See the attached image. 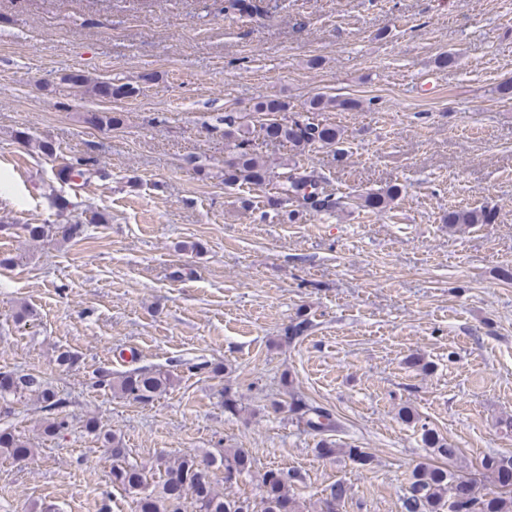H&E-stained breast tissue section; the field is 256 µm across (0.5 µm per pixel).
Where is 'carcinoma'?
Listing matches in <instances>:
<instances>
[{
  "label": "carcinoma",
  "mask_w": 512,
  "mask_h": 512,
  "mask_svg": "<svg viewBox=\"0 0 512 512\" xmlns=\"http://www.w3.org/2000/svg\"><path fill=\"white\" fill-rule=\"evenodd\" d=\"M265 0H225V10L233 14L258 15L264 11ZM80 94L87 92L101 98L129 96L134 88L114 85L112 81L88 78L71 74L66 77ZM358 101L338 99L333 96L317 95L308 102L310 112H331L333 110H354ZM254 113L260 116L259 131L264 141L286 146L294 156H301L318 148L334 149V158L345 156L340 148L341 134L336 126L313 122L307 115L289 111L288 103L280 99L261 97L254 104ZM224 141L228 151L224 156V185H250L262 189L275 176L273 162L258 153L251 139L250 127L245 125L237 112L224 113ZM93 175L90 164L77 160L64 165L59 176L64 181L79 180L86 184ZM326 178L315 170H308L298 162L289 167L285 181L277 186L278 194L297 203V206L311 212H332L342 208L341 198L326 189ZM402 195V188L391 185L378 192L361 197L360 207L377 213L386 210ZM497 210L493 207L472 209H450L443 217V223L450 229H465L474 224H493ZM32 239L49 238L57 234L53 224H25L22 226ZM172 377L160 370L144 367L133 368L118 374L102 372L96 385L109 388L125 399L139 403L153 402L167 392ZM16 401L34 399L42 404L49 417L42 421V434L53 437L61 434L67 426L66 420L55 415L63 407L64 399L48 387L37 374H12L0 372V399ZM289 410L296 415L297 423L321 436L317 453L330 458L344 454L357 465L364 467L371 463L372 456L361 448H339L329 439L337 431L338 423L332 415L318 406L292 396ZM86 429L99 433L101 428L96 419L86 423ZM103 433V432H101ZM108 452L112 459V484L129 491L143 488L149 482V471L129 461V450L120 436L113 432L103 433ZM421 440L445 459L441 465L419 464L411 474L409 486L401 498L402 512H512V455H488L482 458V478L478 479L451 466L459 449L441 437L434 429L421 424ZM37 452L29 440L8 430L0 432V455L11 458L32 456ZM218 465L224 475V483L233 484L237 478L252 470L253 456L243 448H224L220 458L201 464L196 457L183 455L177 458L157 459L156 470L164 473L163 482L155 494H147L137 501L138 512H186V505L192 512H303V504L296 497L290 477L280 470H267L261 476L262 496L260 505L247 498L230 496L219 490L207 474L206 468ZM494 486L483 491L482 480ZM349 487L342 481L329 486L327 497L321 501L317 512H336V506L348 497Z\"/></svg>",
  "instance_id": "cac0c4a2"
}]
</instances>
